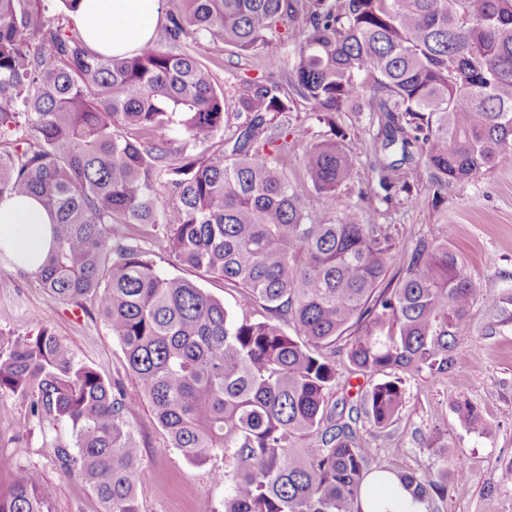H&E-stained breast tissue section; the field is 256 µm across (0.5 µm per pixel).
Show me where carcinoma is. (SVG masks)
<instances>
[{"label": "carcinoma", "instance_id": "cac0c4a2", "mask_svg": "<svg viewBox=\"0 0 512 512\" xmlns=\"http://www.w3.org/2000/svg\"><path fill=\"white\" fill-rule=\"evenodd\" d=\"M175 2L172 43L204 34L264 50L271 68L288 22L291 90L330 124L338 112L379 113L373 140L387 193H410L405 164L417 153L444 195L512 151V0ZM292 103L275 81L246 82L235 106L249 122L230 152L180 165L173 127L205 145L228 111L191 53L148 44L103 55L77 29L47 28L40 0H0V198L35 196L55 213L40 286L77 306L95 297L172 447L197 464L224 454V512H361L375 470L422 500L442 497L448 479L468 476L463 464L371 470L357 423L385 431L403 409L406 380L456 363L476 284L446 238L420 243L388 281L390 226L366 224L356 210L311 223L309 191L335 202L354 163L328 140L306 152L303 182L288 181L263 152H287L288 128L272 121ZM127 127L140 137L124 136ZM163 174L178 218L161 249L238 289L242 316L159 273L128 233L159 223ZM338 356L377 378L347 411L330 399ZM0 391L71 427L76 452L57 445L54 454L90 486L99 512H139L143 459L120 383L44 326L0 339ZM458 411L466 427L481 426L473 405ZM51 495L26 471L0 491V512H49Z\"/></svg>", "mask_w": 512, "mask_h": 512}]
</instances>
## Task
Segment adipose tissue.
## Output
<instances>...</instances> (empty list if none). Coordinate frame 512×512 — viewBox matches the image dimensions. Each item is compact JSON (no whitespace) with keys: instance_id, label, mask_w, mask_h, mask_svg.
<instances>
[{"instance_id":"ef3b65f1","label":"adipose tissue","mask_w":512,"mask_h":512,"mask_svg":"<svg viewBox=\"0 0 512 512\" xmlns=\"http://www.w3.org/2000/svg\"><path fill=\"white\" fill-rule=\"evenodd\" d=\"M159 0H80L75 21L88 46L105 55L130 53L154 38ZM53 218L31 196L0 198V251L27 271L37 270L53 243ZM426 512L391 474L372 473L361 497L363 512Z\"/></svg>"}]
</instances>
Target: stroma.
Returning <instances> with one entry per match:
<instances>
[{"mask_svg":"<svg viewBox=\"0 0 512 512\" xmlns=\"http://www.w3.org/2000/svg\"><path fill=\"white\" fill-rule=\"evenodd\" d=\"M210 71L227 102L242 92L244 80L290 78L294 45L281 49L277 70H268L263 51L241 53L211 39L189 36L179 44ZM371 112H341L328 126L307 102L296 100L286 120L293 144L285 165L289 181L304 178L303 158L314 144L329 138L352 157V180L339 188L335 202L311 194V219L324 222L350 210L361 211L372 224L389 225L395 241L389 276H396L422 242L449 238L463 258L479 297L470 313V327L459 340V359L447 375L407 381L405 404L397 422L381 434L361 428L360 442L371 457L397 469L420 472L443 461L465 460L470 478L448 486L434 497L430 512H512V322L491 316L486 295L512 292V152L495 166L455 184L448 195L436 196L425 173L424 157L411 162L410 192L384 200L380 172L374 165ZM159 199L167 220L134 230L150 251L160 273L199 281L201 288L236 309L233 291L219 280H198L194 270L175 264L160 248L174 218V197L160 186ZM51 330L81 362L120 382L135 407L133 426L145 463L137 488L139 512H223L224 485L214 481L223 471V455L206 464L187 460L170 447L151 405L142 393L120 343L97 310L95 299L80 306L63 303L40 288L32 273L0 259V336H33L41 326ZM469 401L483 416L479 429L466 428L456 404ZM72 445L66 425H52L29 415L28 405L11 393H0V489L23 472L33 471L51 487L50 512H99V503L79 474H64L56 463L55 444Z\"/></svg>","mask_w":512,"mask_h":512,"instance_id":"obj_1","label":"stroma"}]
</instances>
